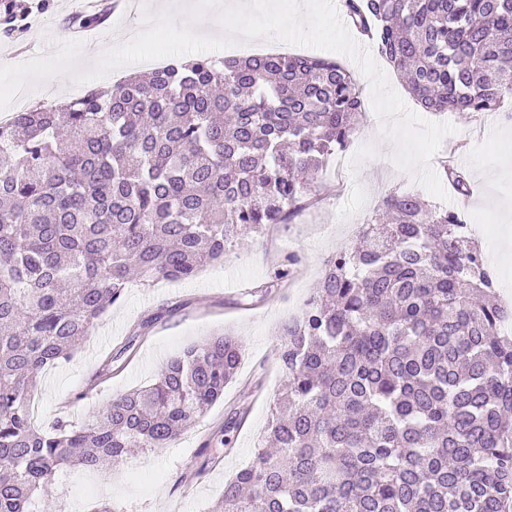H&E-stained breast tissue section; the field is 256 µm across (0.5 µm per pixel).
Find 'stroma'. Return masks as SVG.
<instances>
[{"instance_id": "stroma-1", "label": "stroma", "mask_w": 512, "mask_h": 512, "mask_svg": "<svg viewBox=\"0 0 512 512\" xmlns=\"http://www.w3.org/2000/svg\"><path fill=\"white\" fill-rule=\"evenodd\" d=\"M69 20L66 0H51L20 42L0 41V65L52 53L56 44L67 42ZM445 120L456 131L444 137L431 166L437 170L451 160L467 171L470 197L452 198L448 206L469 215L470 234L489 264L500 276L512 278V253L497 248L512 226V101L496 112L449 114ZM393 151L374 110H367L353 143L337 152L322 173L325 182L339 186L338 195L291 223L247 238L227 250L223 263L192 278L130 284L73 359L40 374L31 414L35 426L46 429L59 418L82 423L113 395L152 385L171 357L204 337L229 332L245 345L223 398L167 447L96 472L60 469L47 487L54 512H93L104 502L119 512H210L225 481L254 458L282 380L276 366L278 328L296 316L294 301L309 296L327 261L356 241L389 193L422 192L412 174L395 168ZM290 260L296 270L290 280L267 294L247 296V289L267 285L271 271ZM160 308L165 316L153 320ZM118 352L121 369L97 379L100 363ZM245 406L250 415L233 432L231 452L210 460L204 446L218 449L225 420Z\"/></svg>"}]
</instances>
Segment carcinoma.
Returning a JSON list of instances; mask_svg holds the SVG:
<instances>
[{
	"mask_svg": "<svg viewBox=\"0 0 512 512\" xmlns=\"http://www.w3.org/2000/svg\"><path fill=\"white\" fill-rule=\"evenodd\" d=\"M428 112L512 99V0H343ZM360 86L331 57H199L0 121V512H45L56 471L164 448L224 395L242 341L211 336L80 426L30 421L38 375L70 361L135 275L193 277L337 192ZM467 197L463 170L444 165ZM332 258L278 333L283 384L255 459L213 512H509L512 306L461 212L409 193ZM224 423L221 444L246 422Z\"/></svg>",
	"mask_w": 512,
	"mask_h": 512,
	"instance_id": "cac0c4a2",
	"label": "carcinoma"
}]
</instances>
